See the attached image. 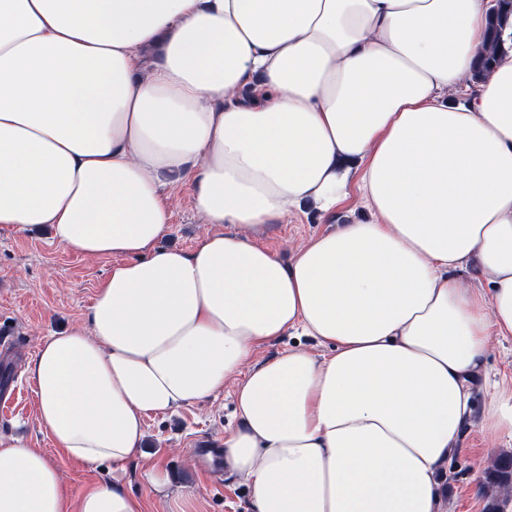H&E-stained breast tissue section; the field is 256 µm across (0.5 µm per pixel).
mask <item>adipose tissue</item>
I'll return each mask as SVG.
<instances>
[{
	"label": "adipose tissue",
	"instance_id": "1",
	"mask_svg": "<svg viewBox=\"0 0 512 512\" xmlns=\"http://www.w3.org/2000/svg\"><path fill=\"white\" fill-rule=\"evenodd\" d=\"M499 0H0V231L116 262L28 367L70 490L0 437V512H143L147 414L237 379L224 466L255 512H444L491 337L512 338V23ZM156 51L145 66L147 51ZM373 223L282 263L250 240L350 194ZM189 188L210 230L161 247ZM232 233H225V226ZM474 263L488 293L456 271ZM296 332L328 344L247 360ZM482 423L512 440V387ZM503 10L489 21L488 36L479 51L480 68L476 76L484 75L488 71L491 62L501 50L498 37L499 29L509 23L512 15V0H502Z\"/></svg>",
	"mask_w": 512,
	"mask_h": 512
}]
</instances>
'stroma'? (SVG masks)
Listing matches in <instances>:
<instances>
[{"mask_svg":"<svg viewBox=\"0 0 512 512\" xmlns=\"http://www.w3.org/2000/svg\"><path fill=\"white\" fill-rule=\"evenodd\" d=\"M373 219L354 190L328 216L311 211L289 215L260 232L257 240L286 260L319 233ZM201 230L190 191L178 189L173 196L172 228L162 239V247L193 250ZM115 262L112 256L85 257L66 251L53 243L47 229L25 237L0 233V337L15 342L10 355H0V371L10 373L8 384H0V394L10 387L21 390L12 408L0 413V435L52 452L51 441L38 423L27 366L46 336L82 322L99 282ZM509 380L512 339L493 342L474 381L475 423L467 427L462 449L443 466L442 490L448 512H492L493 501L485 493L487 472L497 457L512 454V442L481 430L477 421L494 384ZM235 386V380H228L218 394L146 417L140 453L128 463L123 478L125 489L142 499L144 512H178L181 498L188 494L194 497L196 512H254L244 480L224 466L204 465L197 454L203 445L223 447L225 435L241 427ZM149 461L168 473V496L154 494L145 482L142 469Z\"/></svg>","mask_w":512,"mask_h":512,"instance_id":"obj_1","label":"stroma"}]
</instances>
